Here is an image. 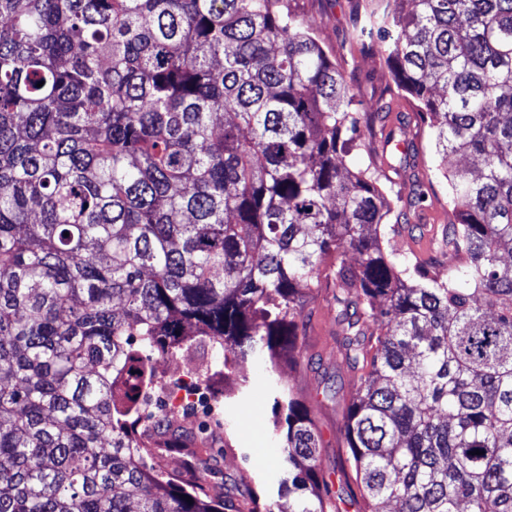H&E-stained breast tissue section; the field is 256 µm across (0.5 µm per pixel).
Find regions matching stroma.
I'll list each match as a JSON object with an SVG mask.
<instances>
[{
	"mask_svg": "<svg viewBox=\"0 0 512 512\" xmlns=\"http://www.w3.org/2000/svg\"><path fill=\"white\" fill-rule=\"evenodd\" d=\"M380 0H290L299 22L318 40L329 58L354 80L357 101L373 112L404 117L409 124V151L416 156L412 170L382 167L380 184L391 204L387 224L400 230L397 246L411 254L429 246L453 218L448 183L438 167L433 132L417 117V103L398 89L378 51H363L352 42L351 33ZM419 176L426 193L422 206L407 203L412 176ZM311 314L297 364L287 356L278 359L283 381L305 402L321 436L318 450L320 473L331 489L355 485V473L342 470L346 454L341 430L344 408L327 400L324 386L337 388L349 397L353 373L336 354V309L332 291L315 292L305 306ZM250 382L244 400L224 401L220 381L203 386L199 402L176 425L185 445L195 448L206 469L207 482L224 487V512H250L254 502L271 499L277 478L272 472L275 441L269 432L272 401L261 364L248 362L241 369ZM221 401L220 414L210 404Z\"/></svg>",
	"mask_w": 512,
	"mask_h": 512,
	"instance_id": "1",
	"label": "stroma"
}]
</instances>
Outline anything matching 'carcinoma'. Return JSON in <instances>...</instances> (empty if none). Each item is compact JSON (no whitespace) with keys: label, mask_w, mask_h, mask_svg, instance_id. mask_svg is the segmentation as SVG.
Returning <instances> with one entry per match:
<instances>
[{"label":"carcinoma","mask_w":512,"mask_h":512,"mask_svg":"<svg viewBox=\"0 0 512 512\" xmlns=\"http://www.w3.org/2000/svg\"><path fill=\"white\" fill-rule=\"evenodd\" d=\"M353 42L444 163L412 265L348 167L376 113L287 0H0V512H220L146 463L151 357L203 336L233 398L333 284L365 512H512V0H386ZM272 412L278 497L327 512L314 421L281 381Z\"/></svg>","instance_id":"obj_1"}]
</instances>
